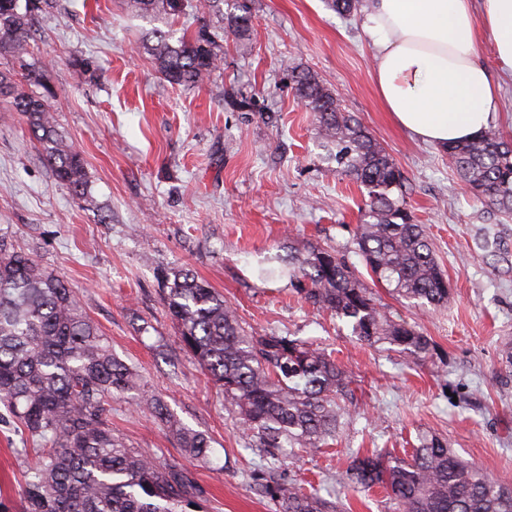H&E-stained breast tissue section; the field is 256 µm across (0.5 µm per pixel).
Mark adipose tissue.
Segmentation results:
<instances>
[{"instance_id":"obj_1","label":"adipose tissue","mask_w":512,"mask_h":512,"mask_svg":"<svg viewBox=\"0 0 512 512\" xmlns=\"http://www.w3.org/2000/svg\"><path fill=\"white\" fill-rule=\"evenodd\" d=\"M363 27L375 47L374 83L394 122L421 141L446 147L477 138L498 110V86L476 56L487 36L512 70V0H372Z\"/></svg>"}]
</instances>
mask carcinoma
<instances>
[{"label": "carcinoma", "instance_id": "carcinoma-1", "mask_svg": "<svg viewBox=\"0 0 512 512\" xmlns=\"http://www.w3.org/2000/svg\"><path fill=\"white\" fill-rule=\"evenodd\" d=\"M144 16L181 11L184 0H133ZM54 0H0V96L12 99L55 180L76 195L87 186L84 160L58 132L45 83L46 64L34 53L33 19ZM225 31L247 40L250 12L243 0ZM219 32L201 26L173 39L159 29L144 45L170 83L194 87L220 61ZM29 90L17 92L13 76ZM296 96L319 123L333 171L367 194L357 225L358 254L391 294L437 308L448 301V278L422 225L407 208L405 177L362 122L346 111L317 75L293 76ZM448 158L485 203L512 213V143L488 130L450 145ZM476 245L512 274L509 228L480 226ZM288 277L312 307L346 322L370 347L414 362L433 356L430 339L383 310L355 269L331 248L288 251ZM164 299L183 345L194 354L250 441L272 455L317 451L336 441L354 400L352 380L332 353L314 343L276 333L250 334L224 297L187 272L164 276ZM142 379L116 358L71 288L34 259L0 238V401L27 433L44 445L21 485L23 512H200L199 490L180 469L151 460L112 432L108 398L140 392ZM141 403L176 428L192 457H209L207 438L180 428L160 401ZM279 512H340L317 490L281 482L267 472L253 478ZM342 484L368 491L383 487L398 512H512V485L463 458L448 441L422 432L412 454L353 456Z\"/></svg>", "mask_w": 512, "mask_h": 512}]
</instances>
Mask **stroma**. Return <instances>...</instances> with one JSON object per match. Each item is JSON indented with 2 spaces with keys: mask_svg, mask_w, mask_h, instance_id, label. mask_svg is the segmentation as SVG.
<instances>
[{
  "mask_svg": "<svg viewBox=\"0 0 512 512\" xmlns=\"http://www.w3.org/2000/svg\"><path fill=\"white\" fill-rule=\"evenodd\" d=\"M362 20L359 12L339 15L328 0H252L248 41L222 36L219 68L184 88L162 76L140 39L216 24L199 0L160 18L131 13L127 0H57L34 27L57 126L85 161L80 197L58 185L23 117L0 103V238L73 288L113 354L186 428L207 435L205 463L152 412L127 397L111 401L113 432L187 473L208 512H276L248 479L271 466L303 487L339 490L352 450L402 456L421 432L446 438L512 484V376L500 360L512 340V277L499 276L472 240L482 224L512 227V215L476 198L442 149L385 112ZM476 52L501 84L492 127L512 141V75L487 38ZM294 66L335 91L406 179L408 209L432 240L451 295L446 306L424 310L381 287L375 294L433 341L432 359L413 364L359 344L346 323L313 309L276 271L290 244L333 248L367 273L353 243L363 193L328 172L314 116L291 89ZM177 269L222 294L247 332L288 333L335 350L355 400L333 446L277 464L249 449L167 312L161 279ZM4 412L0 405V497L16 510L35 455Z\"/></svg>",
  "mask_w": 512,
  "mask_h": 512,
  "instance_id": "stroma-1",
  "label": "stroma"
}]
</instances>
